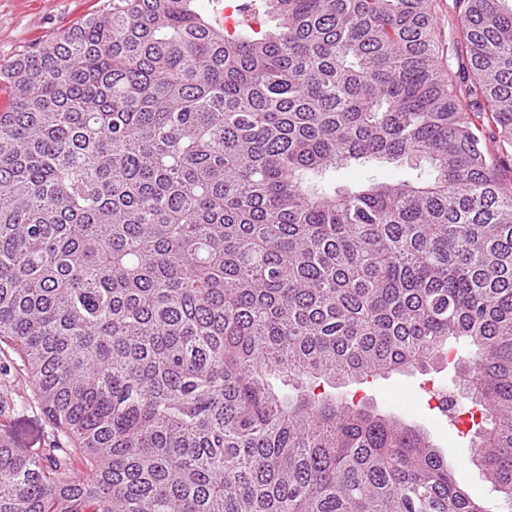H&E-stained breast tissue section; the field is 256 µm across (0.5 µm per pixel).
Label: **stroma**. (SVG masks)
I'll return each mask as SVG.
<instances>
[{
  "instance_id": "obj_1",
  "label": "stroma",
  "mask_w": 512,
  "mask_h": 512,
  "mask_svg": "<svg viewBox=\"0 0 512 512\" xmlns=\"http://www.w3.org/2000/svg\"><path fill=\"white\" fill-rule=\"evenodd\" d=\"M103 4L104 0H0V66L7 65L27 43L68 29ZM0 378L10 382V392L15 399L9 413L0 417V437L12 447L35 454L51 440L52 425L32 402L31 386L25 376L13 361L1 355ZM456 379L453 367L440 365L426 375L394 373L349 386L348 392L379 410L425 428L454 461L458 484L484 502L489 512H501L502 501L471 457L464 437L471 426L467 406H460L450 418L443 416L436 407V394L453 387Z\"/></svg>"
}]
</instances>
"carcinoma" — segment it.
<instances>
[{
    "mask_svg": "<svg viewBox=\"0 0 512 512\" xmlns=\"http://www.w3.org/2000/svg\"><path fill=\"white\" fill-rule=\"evenodd\" d=\"M196 2L106 0L0 67V353L55 430L0 442V512H487L332 392L445 361L512 510V7L454 0L443 64L436 0L234 35ZM374 163L417 174L336 184ZM485 136L488 159L496 167L499 181L505 188L512 189V160L510 162L499 158L496 145L493 142V139L489 137L488 131L486 132Z\"/></svg>",
    "mask_w": 512,
    "mask_h": 512,
    "instance_id": "1",
    "label": "carcinoma"
}]
</instances>
